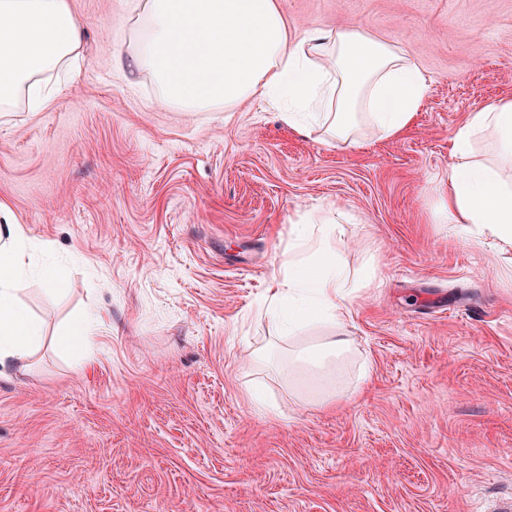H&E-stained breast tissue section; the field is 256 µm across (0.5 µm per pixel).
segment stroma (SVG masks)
Masks as SVG:
<instances>
[{"instance_id":"stroma-1","label":"stroma","mask_w":512,"mask_h":512,"mask_svg":"<svg viewBox=\"0 0 512 512\" xmlns=\"http://www.w3.org/2000/svg\"><path fill=\"white\" fill-rule=\"evenodd\" d=\"M125 2L71 0L80 74L47 111L0 112V224L63 286L17 293L43 341L0 370V512H498L512 263L437 215L451 139L512 99V0H282L290 37L356 31L426 79L409 127L352 149L262 101L177 112L127 85ZM304 211L336 216L350 270L376 267L328 408L317 375L246 362L277 339L267 283ZM82 321L78 357L55 339Z\"/></svg>"}]
</instances>
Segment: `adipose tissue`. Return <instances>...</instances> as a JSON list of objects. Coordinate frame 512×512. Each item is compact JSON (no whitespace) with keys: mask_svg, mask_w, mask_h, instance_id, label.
Returning <instances> with one entry per match:
<instances>
[{"mask_svg":"<svg viewBox=\"0 0 512 512\" xmlns=\"http://www.w3.org/2000/svg\"><path fill=\"white\" fill-rule=\"evenodd\" d=\"M127 14L135 38L114 48L117 71L150 76L161 104L184 112H232L274 98L289 127L316 124L352 148L369 134L397 137L425 97V78L407 52L341 30L289 38L279 0H127ZM83 49L70 0H0V112L49 108L51 79ZM487 137L512 159V100L471 113L452 138L442 212L469 241L489 238L512 255V176L476 153ZM293 232L266 291V311L285 338L309 322L343 325L353 282L375 276L370 262L348 269L331 243L334 225L315 212L298 214ZM24 238L20 225L0 226V366L27 361L40 341L16 302L30 265ZM348 351L347 340L328 336L295 352L290 365L329 379Z\"/></svg>","mask_w":512,"mask_h":512,"instance_id":"adipose-tissue-1","label":"adipose tissue"}]
</instances>
